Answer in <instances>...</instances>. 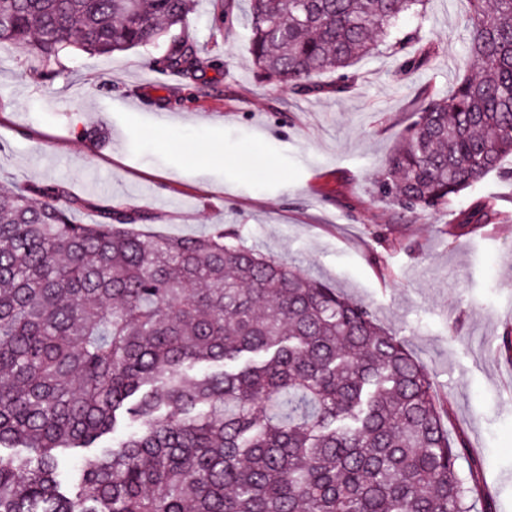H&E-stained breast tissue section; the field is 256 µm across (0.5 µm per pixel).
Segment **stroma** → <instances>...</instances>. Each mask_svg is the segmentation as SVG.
<instances>
[{"label":"stroma","instance_id":"obj_1","mask_svg":"<svg viewBox=\"0 0 512 512\" xmlns=\"http://www.w3.org/2000/svg\"><path fill=\"white\" fill-rule=\"evenodd\" d=\"M468 0H428L424 34L441 47L404 75L392 54L356 62L346 93L300 97L256 79L249 30L215 26L196 0L189 34L215 66L196 78L159 69L164 45L108 56L76 52L68 77L44 76L28 47L0 54V175L55 182L84 200L77 217L135 207L150 232L221 227L249 247L364 302L423 362L450 410L476 507L512 512V220L448 232L475 200L416 215L372 185L411 120L421 87L447 94L471 66Z\"/></svg>","mask_w":512,"mask_h":512}]
</instances>
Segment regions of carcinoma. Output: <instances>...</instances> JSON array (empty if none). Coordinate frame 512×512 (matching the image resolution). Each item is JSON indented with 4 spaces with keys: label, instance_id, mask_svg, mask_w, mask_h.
Here are the masks:
<instances>
[{
    "label": "carcinoma",
    "instance_id": "obj_1",
    "mask_svg": "<svg viewBox=\"0 0 512 512\" xmlns=\"http://www.w3.org/2000/svg\"><path fill=\"white\" fill-rule=\"evenodd\" d=\"M237 0H220L218 29ZM479 69L419 90L373 194L440 211L512 155V0H469ZM257 76L296 95L346 92L388 42L400 72L440 46L392 32L424 0H248ZM191 0H0V45L66 74L168 37L161 65L214 61L186 34ZM0 512H471L475 478L448 442L429 370L368 305L222 228L147 236L145 212L102 210L57 184L0 181ZM471 218L500 219L479 197ZM87 448L77 482L60 457Z\"/></svg>",
    "mask_w": 512,
    "mask_h": 512
}]
</instances>
